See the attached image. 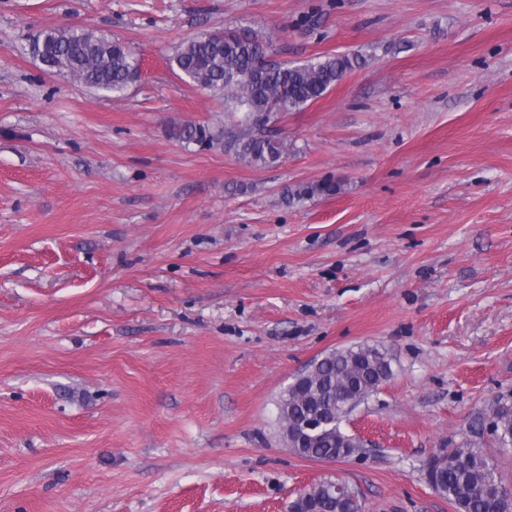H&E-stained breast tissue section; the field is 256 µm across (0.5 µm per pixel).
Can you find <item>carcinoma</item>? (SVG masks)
I'll return each mask as SVG.
<instances>
[{
	"label": "carcinoma",
	"instance_id": "obj_1",
	"mask_svg": "<svg viewBox=\"0 0 512 512\" xmlns=\"http://www.w3.org/2000/svg\"><path fill=\"white\" fill-rule=\"evenodd\" d=\"M41 63L49 73H64L77 83L102 93L119 95L139 75L140 63L130 47L81 25L49 29L37 37ZM269 37L255 29L206 30L183 42L170 59L174 73L202 89L221 94L224 108L238 112V124L226 128L209 123H184L170 129V138L202 149L232 150L256 168L275 166L288 151L282 139L265 136L262 126L270 114L295 112L323 97L359 64V57L333 55L302 64L266 60ZM333 180L300 187L294 196H333ZM393 375L387 350L364 344L322 357L311 371L318 382L314 397L299 391L288 395V418L305 421L323 409L329 431L305 450L311 460L336 461L347 451L346 433L333 425L353 394L376 392ZM494 443L512 447V401L493 400ZM438 493L457 512H512V493L497 472L494 459L478 444L466 441L448 449L434 467ZM294 512H362L358 492L346 482L326 479L311 486L307 497L295 501Z\"/></svg>",
	"mask_w": 512,
	"mask_h": 512
}]
</instances>
